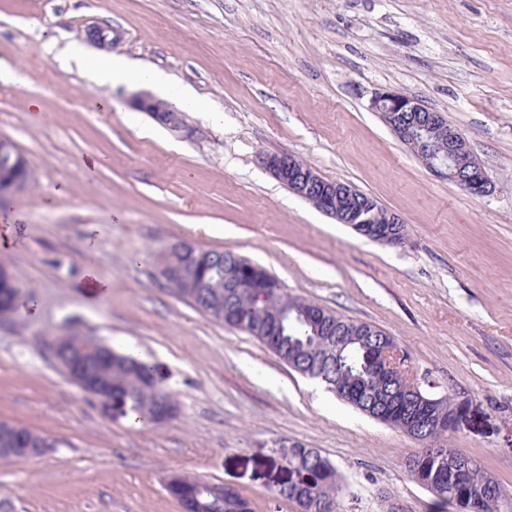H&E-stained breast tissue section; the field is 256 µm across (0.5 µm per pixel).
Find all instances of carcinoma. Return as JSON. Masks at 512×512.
Here are the masks:
<instances>
[{
	"mask_svg": "<svg viewBox=\"0 0 512 512\" xmlns=\"http://www.w3.org/2000/svg\"><path fill=\"white\" fill-rule=\"evenodd\" d=\"M203 260L196 263L193 282L204 285V295L194 296V288L185 279H168L166 283L179 297L212 319L245 332L260 340L283 362L325 384L337 397L365 414L405 433L417 411L401 406L390 397L394 381L378 374L373 348L380 339L393 340L382 330L363 338L359 329L365 324L331 315L330 335L320 324L305 319L316 305L293 297L261 265L227 251L201 250ZM57 359L76 362L90 380L112 390V396L126 405L128 411L148 418L151 423L164 421L166 412L176 407L173 395L155 385L153 369L134 357L112 351V356L85 351V338H71ZM429 409L441 421L435 442L439 454L427 450L412 456L415 465L409 471L417 482L439 501L455 504L458 498H490L495 507L487 512H512V500L498 481L473 458L457 470L463 452L448 446V412L454 400L444 394L427 392ZM31 431L0 423V448H21ZM283 458L288 468L298 473L278 487V497L292 501L304 512H340L343 492L336 467L319 452L295 444ZM206 482L192 476H176L171 481L175 496H197L199 512H238L246 498L238 491L224 489L218 498L199 491Z\"/></svg>",
	"mask_w": 512,
	"mask_h": 512,
	"instance_id": "obj_1",
	"label": "carcinoma"
}]
</instances>
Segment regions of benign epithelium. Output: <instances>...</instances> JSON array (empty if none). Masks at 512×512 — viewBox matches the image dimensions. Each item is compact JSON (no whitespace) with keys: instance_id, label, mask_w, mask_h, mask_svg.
Here are the masks:
<instances>
[{"instance_id":"7a95c632","label":"benign epithelium","mask_w":512,"mask_h":512,"mask_svg":"<svg viewBox=\"0 0 512 512\" xmlns=\"http://www.w3.org/2000/svg\"><path fill=\"white\" fill-rule=\"evenodd\" d=\"M86 39L99 50H110L116 41L112 27L92 24L85 29ZM130 105L146 112L158 124L173 133L186 132L184 117L172 105L147 91H141L130 99ZM368 108L379 114L393 135L413 153L428 155V167L440 178L454 182L462 191L483 197L493 191V183L485 165L473 154L462 131L436 110L430 109L417 98L393 90L376 89L369 98ZM264 167L285 184L295 196L313 204L323 213L334 218L339 224L355 225V230L370 239L387 237L397 240L401 236L402 220L392 215L390 227L381 231L369 227L373 223V204L361 202L360 212L349 213L336 208V200H353L357 190L348 183L325 181L311 166H300L289 154H267L262 157ZM403 352L396 343L381 345L379 362L381 371L396 372L399 386L393 391L394 397L407 402L421 399L414 377L402 366ZM68 377L81 381L86 394L104 404L112 403V392L95 383L82 379L80 368L71 363L64 366ZM435 420L425 412L413 421L414 436L427 441L433 436ZM41 449L28 442L26 448H2L1 459L30 458L39 455Z\"/></svg>"}]
</instances>
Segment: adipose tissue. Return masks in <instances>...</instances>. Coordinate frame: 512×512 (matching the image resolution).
<instances>
[{"mask_svg":"<svg viewBox=\"0 0 512 512\" xmlns=\"http://www.w3.org/2000/svg\"><path fill=\"white\" fill-rule=\"evenodd\" d=\"M74 58L81 68L89 70L103 84H150L167 90L172 100L187 110L199 109L197 97L189 91L173 86L170 77L159 70H149L128 59L109 53L92 56L75 52Z\"/></svg>","mask_w":512,"mask_h":512,"instance_id":"adipose-tissue-1","label":"adipose tissue"}]
</instances>
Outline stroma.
Masks as SVG:
<instances>
[{
  "label": "stroma",
  "mask_w": 512,
  "mask_h": 512,
  "mask_svg": "<svg viewBox=\"0 0 512 512\" xmlns=\"http://www.w3.org/2000/svg\"><path fill=\"white\" fill-rule=\"evenodd\" d=\"M91 23L203 101L188 136L76 67ZM0 64L23 77L0 81V138L33 173L0 201V265L33 299L0 322V420L53 443L0 459V512H182L174 474L297 512L275 494L296 443L335 464L341 512H457L410 475L420 441L175 296L153 255L177 239L392 336L434 393L468 401L449 444L512 495V0H0ZM379 88L444 113L494 193L426 169L369 110ZM283 152L398 214L405 243L292 194L261 164ZM93 277L107 294L87 296ZM63 334L148 362L177 414L137 428L88 397L52 355Z\"/></svg>",
  "instance_id": "obj_1"
}]
</instances>
